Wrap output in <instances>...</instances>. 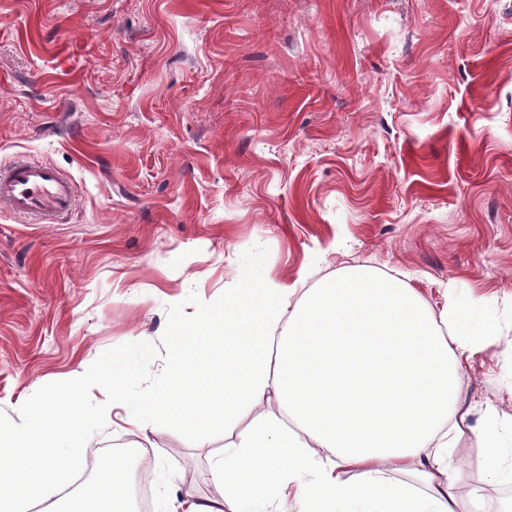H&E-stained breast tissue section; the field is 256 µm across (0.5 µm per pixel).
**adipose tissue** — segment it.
I'll return each instance as SVG.
<instances>
[{
  "mask_svg": "<svg viewBox=\"0 0 512 512\" xmlns=\"http://www.w3.org/2000/svg\"><path fill=\"white\" fill-rule=\"evenodd\" d=\"M176 353L162 383L131 392L123 354L74 370L61 395L20 402L0 421V512H20L56 485L81 456L86 434L126 422L223 430L212 464L224 492L206 503L187 496L181 512H245L253 501L283 512L296 486L301 512H456L459 374L487 332L463 308L431 312L398 277L353 268L302 296L259 270L177 324ZM108 398L87 405L88 391ZM279 411L237 431L239 416L266 396ZM125 456L104 457L70 512H131ZM409 472L406 481L390 479Z\"/></svg>",
  "mask_w": 512,
  "mask_h": 512,
  "instance_id": "ef3b65f1",
  "label": "adipose tissue"
}]
</instances>
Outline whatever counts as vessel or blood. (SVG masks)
Instances as JSON below:
<instances>
[{"mask_svg":"<svg viewBox=\"0 0 512 512\" xmlns=\"http://www.w3.org/2000/svg\"><path fill=\"white\" fill-rule=\"evenodd\" d=\"M76 196L73 177L54 165L23 157L0 164V204L30 223L64 219Z\"/></svg>","mask_w":512,"mask_h":512,"instance_id":"b4317fda","label":"vessel or blood"}]
</instances>
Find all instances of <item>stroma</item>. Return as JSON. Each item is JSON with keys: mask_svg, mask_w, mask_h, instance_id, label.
Returning a JSON list of instances; mask_svg holds the SVG:
<instances>
[{"mask_svg": "<svg viewBox=\"0 0 512 512\" xmlns=\"http://www.w3.org/2000/svg\"><path fill=\"white\" fill-rule=\"evenodd\" d=\"M77 182L67 223L0 206V420L80 361L159 385L174 328L257 269L354 266L492 326L464 366L448 465L497 512L481 414L512 419V0H0V162ZM124 413L41 502L129 454L150 512L216 499L220 431Z\"/></svg>", "mask_w": 512, "mask_h": 512, "instance_id": "1", "label": "stroma"}]
</instances>
